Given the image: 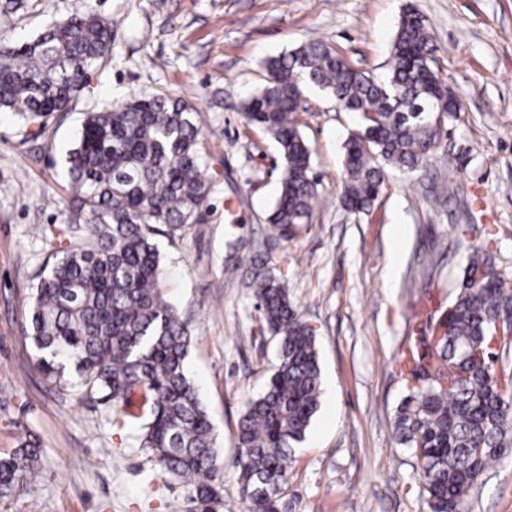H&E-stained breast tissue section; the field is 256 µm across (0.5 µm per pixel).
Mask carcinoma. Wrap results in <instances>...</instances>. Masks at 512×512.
Returning <instances> with one entry per match:
<instances>
[{
  "label": "carcinoma",
  "instance_id": "carcinoma-1",
  "mask_svg": "<svg viewBox=\"0 0 512 512\" xmlns=\"http://www.w3.org/2000/svg\"><path fill=\"white\" fill-rule=\"evenodd\" d=\"M112 48V27L95 15L71 18L22 43L0 41V109L44 126L81 90ZM437 48L425 18L401 17L383 73L360 70L326 42L303 44L266 60L265 83L243 103L249 124L270 134L284 169L269 222L284 235L312 214L318 199L312 150L295 115L312 85L345 112L375 118L348 136L340 204L364 214L386 188L385 169H414L441 136L430 125L436 105L458 112L456 96L434 68ZM199 113L170 93L133 95L87 113L68 154L79 200L72 223L84 225L34 288L26 325L36 366L54 386L70 368L90 390L125 411L132 438L152 451L160 472L183 481L196 512H214V427L185 362L193 336L161 292L157 226L175 235L205 206ZM251 270L257 309L278 339L279 362L266 389L238 422L233 466L249 512H288L284 487L296 448L321 395L316 337L289 298L283 277L263 264ZM477 247L463 281L434 330L407 347V394L398 406V444L416 458L430 512H464L485 470L512 454V369L496 367L488 328L512 319V291ZM25 440L0 457V497L34 488L40 462Z\"/></svg>",
  "mask_w": 512,
  "mask_h": 512
}]
</instances>
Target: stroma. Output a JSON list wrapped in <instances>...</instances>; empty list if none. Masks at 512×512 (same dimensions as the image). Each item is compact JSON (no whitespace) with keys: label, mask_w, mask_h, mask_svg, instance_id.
I'll return each mask as SVG.
<instances>
[{"label":"stroma","mask_w":512,"mask_h":512,"mask_svg":"<svg viewBox=\"0 0 512 512\" xmlns=\"http://www.w3.org/2000/svg\"><path fill=\"white\" fill-rule=\"evenodd\" d=\"M410 7L462 101L440 150L416 170L387 171L370 212L351 214L339 205L343 144L360 118L312 89L296 120L319 199L290 238L268 243L283 159L242 109L264 61L323 41L356 68L384 71ZM87 14L111 21L112 50L86 87L40 131L0 111V456L24 435L41 450L37 492L0 498V512L192 510L187 487L133 445L99 393L45 380L25 333L45 242L61 239L78 205L66 159L87 113L165 91L198 112L206 146L205 208L154 241L164 298L194 336L186 367L215 427L218 512L247 510L232 465L237 425L277 364L249 286L254 257L283 276L319 351L320 405L289 471L295 512H429L416 460L395 437L399 360L447 309L470 248L486 247L512 282V0H0V39ZM457 175L462 192H444ZM466 512H512V457L479 480Z\"/></svg>","instance_id":"obj_1"}]
</instances>
